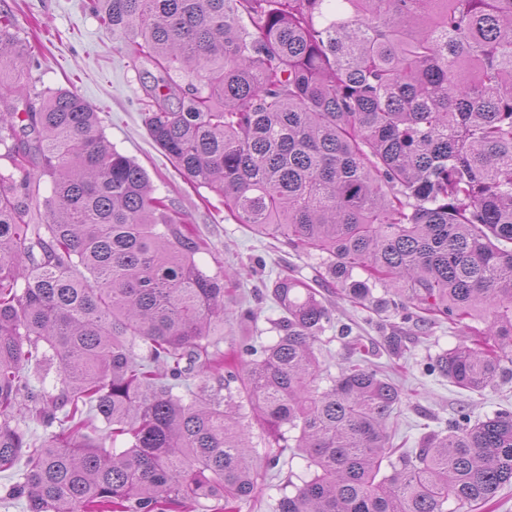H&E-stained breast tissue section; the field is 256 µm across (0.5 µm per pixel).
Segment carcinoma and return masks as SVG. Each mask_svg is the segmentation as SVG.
<instances>
[{
    "mask_svg": "<svg viewBox=\"0 0 512 512\" xmlns=\"http://www.w3.org/2000/svg\"><path fill=\"white\" fill-rule=\"evenodd\" d=\"M88 8L160 70L143 122L187 181L257 234L326 255L349 302L379 284L393 295L379 310L460 328L430 373L475 393L512 381V0ZM35 57L1 15L0 79ZM0 159V472L26 512H240L290 446L313 471L277 512H475L512 484V409L404 449L400 388L349 329L338 375L323 371L333 312L292 275L270 285L277 338L224 366V279L77 91L37 109L22 86L0 98ZM54 360L53 395L26 369ZM100 424L125 447L90 437Z\"/></svg>",
    "mask_w": 512,
    "mask_h": 512,
    "instance_id": "1",
    "label": "carcinoma"
}]
</instances>
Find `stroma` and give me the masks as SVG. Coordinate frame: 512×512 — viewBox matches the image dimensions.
<instances>
[{"mask_svg":"<svg viewBox=\"0 0 512 512\" xmlns=\"http://www.w3.org/2000/svg\"><path fill=\"white\" fill-rule=\"evenodd\" d=\"M84 2L0 0V12L15 18L18 38L42 43L38 65L25 70L20 80L0 81V96L14 98L15 88L21 84L36 103L48 91L72 87L98 110L106 138L144 168L156 196L186 214L185 232L203 240L205 247L195 256L199 267L211 276L240 273V289L226 294L224 302L232 310L246 302L257 311L258 319L225 323L220 348L226 363L235 364L239 343L251 338L269 343L277 336L275 324L281 310L268 293L271 280L283 272L314 280L324 271L322 260L254 233L250 226L238 223L209 189L192 185L178 173L142 124V85L150 79V64L133 61L126 51V36L104 29L85 10ZM325 297L333 306L335 326L322 336L320 360L331 374H338L347 355L338 335L340 326L351 327L353 335L363 337L374 351L382 349L388 336L402 337L407 346L404 359L383 356L376 363L403 393L396 422L398 435L408 447H415L423 433L443 428L461 413L476 418L512 408V382L477 394L428 373L431 360L457 342L455 331L447 324L422 331L393 311L378 313L352 306L333 289H326ZM310 474L297 449H286L258 498L243 503L240 512H276L279 499L294 492Z\"/></svg>","mask_w":512,"mask_h":512,"instance_id":"stroma-1","label":"stroma"}]
</instances>
